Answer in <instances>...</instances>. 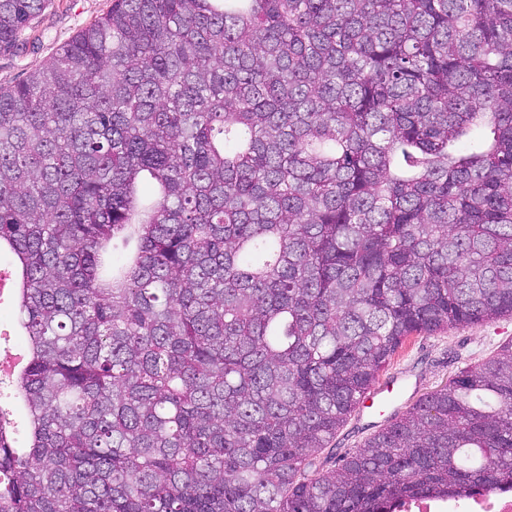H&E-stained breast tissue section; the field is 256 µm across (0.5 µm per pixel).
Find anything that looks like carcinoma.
I'll return each mask as SVG.
<instances>
[{
    "mask_svg": "<svg viewBox=\"0 0 512 512\" xmlns=\"http://www.w3.org/2000/svg\"><path fill=\"white\" fill-rule=\"evenodd\" d=\"M2 248L0 512L512 489V344L306 471L405 337L512 316V0H112L0 88ZM12 292L9 294L8 298H4L0 305V323L1 328H8L11 330V340L9 345L11 347L12 353H16L18 350V346L21 343V336H18L19 332L16 330V325L14 324V308L12 305Z\"/></svg>",
    "mask_w": 512,
    "mask_h": 512,
    "instance_id": "carcinoma-1",
    "label": "carcinoma"
}]
</instances>
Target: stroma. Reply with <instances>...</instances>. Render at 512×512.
Here are the masks:
<instances>
[{
    "instance_id": "1",
    "label": "stroma",
    "mask_w": 512,
    "mask_h": 512,
    "mask_svg": "<svg viewBox=\"0 0 512 512\" xmlns=\"http://www.w3.org/2000/svg\"><path fill=\"white\" fill-rule=\"evenodd\" d=\"M112 0H50L23 33L18 47L0 51V86L26 79L77 32L106 13ZM512 343V316L408 337L378 373L379 379L399 378L403 387L398 411H406L430 393L448 386L468 367L497 354ZM388 424L371 410H355L314 462L320 472L337 469L345 457Z\"/></svg>"
}]
</instances>
